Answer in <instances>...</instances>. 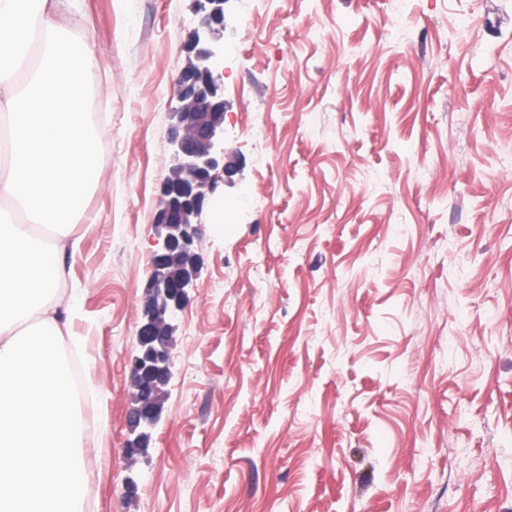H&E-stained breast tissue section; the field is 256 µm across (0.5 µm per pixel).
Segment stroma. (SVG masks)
<instances>
[{
    "instance_id": "obj_1",
    "label": "stroma",
    "mask_w": 512,
    "mask_h": 512,
    "mask_svg": "<svg viewBox=\"0 0 512 512\" xmlns=\"http://www.w3.org/2000/svg\"><path fill=\"white\" fill-rule=\"evenodd\" d=\"M193 0H80L100 186L67 282L85 512H512V0H229L162 418L129 360Z\"/></svg>"
}]
</instances>
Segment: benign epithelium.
I'll return each instance as SVG.
<instances>
[{
    "instance_id": "7a95c632",
    "label": "benign epithelium",
    "mask_w": 512,
    "mask_h": 512,
    "mask_svg": "<svg viewBox=\"0 0 512 512\" xmlns=\"http://www.w3.org/2000/svg\"><path fill=\"white\" fill-rule=\"evenodd\" d=\"M201 16L186 44L188 63L179 78L178 106L171 112L170 175L163 182L156 224L164 231L154 254L144 321L137 332L139 350L130 360L137 390L132 430L146 446L161 419L163 387L171 377L169 349L175 313L184 309L199 272L195 219L215 193L224 162V87L219 71L224 63V4L227 0H197Z\"/></svg>"
}]
</instances>
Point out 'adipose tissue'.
Wrapping results in <instances>:
<instances>
[{
  "label": "adipose tissue",
  "instance_id": "1",
  "mask_svg": "<svg viewBox=\"0 0 512 512\" xmlns=\"http://www.w3.org/2000/svg\"><path fill=\"white\" fill-rule=\"evenodd\" d=\"M76 0H0V512H84L91 479L64 339L65 258L98 180L97 137L82 110L94 50L57 27Z\"/></svg>",
  "mask_w": 512,
  "mask_h": 512
}]
</instances>
